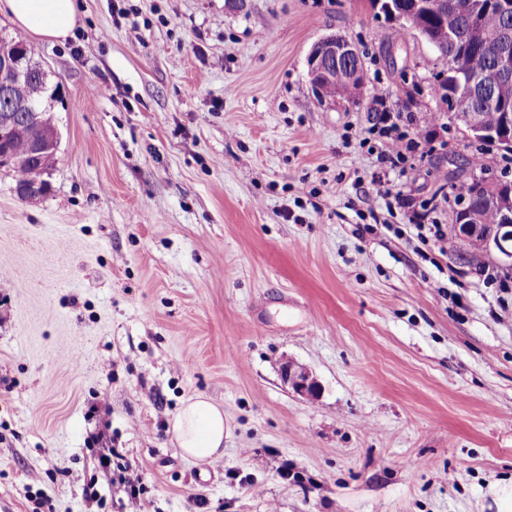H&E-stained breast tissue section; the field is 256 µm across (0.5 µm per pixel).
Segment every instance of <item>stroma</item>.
<instances>
[{"mask_svg": "<svg viewBox=\"0 0 512 512\" xmlns=\"http://www.w3.org/2000/svg\"><path fill=\"white\" fill-rule=\"evenodd\" d=\"M77 9L54 43L0 15L46 71L60 133L39 200L0 174V498L140 512L97 465L113 448L155 512H497L512 270L414 226L452 232L443 175L477 152L428 123L439 53L370 0ZM333 33L363 58L358 103L311 88L307 55ZM384 111L420 142L391 169ZM285 358L318 398L283 385ZM197 395L224 410L215 461L169 432ZM280 376L288 388L307 399L316 398L321 392V385L313 373L304 365L292 360H283L280 365Z\"/></svg>", "mask_w": 512, "mask_h": 512, "instance_id": "35a3bbf8", "label": "stroma"}]
</instances>
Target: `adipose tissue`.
<instances>
[{
    "instance_id": "1",
    "label": "adipose tissue",
    "mask_w": 512,
    "mask_h": 512,
    "mask_svg": "<svg viewBox=\"0 0 512 512\" xmlns=\"http://www.w3.org/2000/svg\"><path fill=\"white\" fill-rule=\"evenodd\" d=\"M0 12L34 36L65 40L78 23L76 0H0ZM224 411L208 398H189L171 423L183 454L204 461L224 452Z\"/></svg>"
}]
</instances>
